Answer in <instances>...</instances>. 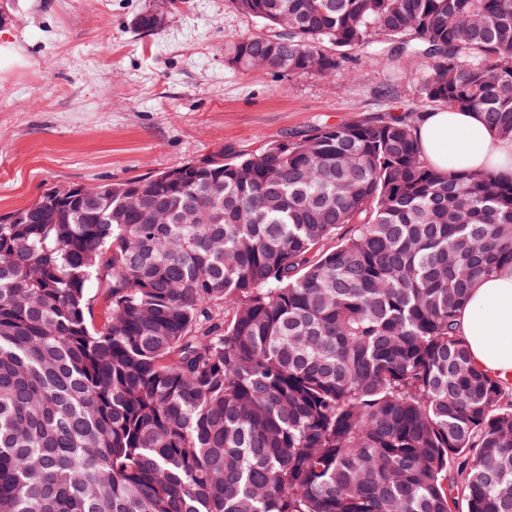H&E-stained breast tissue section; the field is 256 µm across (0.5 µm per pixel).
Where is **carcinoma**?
<instances>
[{"mask_svg": "<svg viewBox=\"0 0 512 512\" xmlns=\"http://www.w3.org/2000/svg\"><path fill=\"white\" fill-rule=\"evenodd\" d=\"M230 3L264 27L238 70L401 55L512 138V0ZM417 119L0 216V512H512V400L457 329L512 265V177L434 169Z\"/></svg>", "mask_w": 512, "mask_h": 512, "instance_id": "carcinoma-1", "label": "carcinoma"}]
</instances>
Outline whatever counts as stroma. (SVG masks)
I'll return each mask as SVG.
<instances>
[{"label":"stroma","mask_w":512,"mask_h":512,"mask_svg":"<svg viewBox=\"0 0 512 512\" xmlns=\"http://www.w3.org/2000/svg\"><path fill=\"white\" fill-rule=\"evenodd\" d=\"M153 0H0V30L24 49L0 77V214L59 185L113 183L249 153L327 122L420 107L427 74L360 54L329 77L241 72L225 49L259 32L229 0H188L150 35Z\"/></svg>","instance_id":"35a3bbf8"}]
</instances>
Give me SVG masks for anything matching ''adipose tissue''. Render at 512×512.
<instances>
[{
    "instance_id": "adipose-tissue-1",
    "label": "adipose tissue",
    "mask_w": 512,
    "mask_h": 512,
    "mask_svg": "<svg viewBox=\"0 0 512 512\" xmlns=\"http://www.w3.org/2000/svg\"><path fill=\"white\" fill-rule=\"evenodd\" d=\"M416 137L435 169L512 174V138L494 139L476 113L428 111ZM458 330L478 366L502 380L512 377V266L476 282L459 313Z\"/></svg>"
}]
</instances>
